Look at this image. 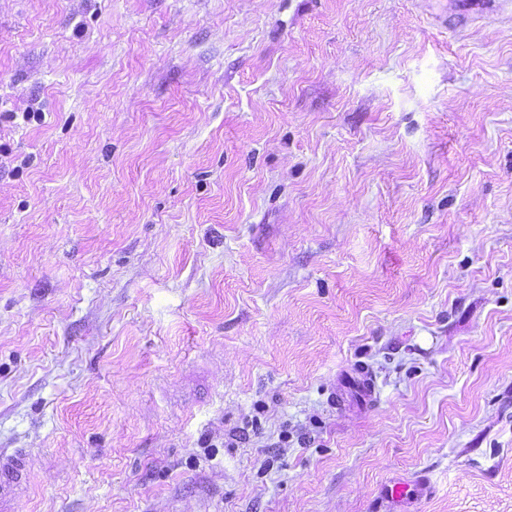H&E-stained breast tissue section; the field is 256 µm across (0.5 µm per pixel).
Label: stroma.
I'll return each instance as SVG.
<instances>
[{
    "mask_svg": "<svg viewBox=\"0 0 512 512\" xmlns=\"http://www.w3.org/2000/svg\"><path fill=\"white\" fill-rule=\"evenodd\" d=\"M462 2L0 0L13 512H512V0ZM35 459L31 452L16 449L0 452V511L11 512V501L28 481Z\"/></svg>",
    "mask_w": 512,
    "mask_h": 512,
    "instance_id": "35a3bbf8",
    "label": "stroma"
}]
</instances>
